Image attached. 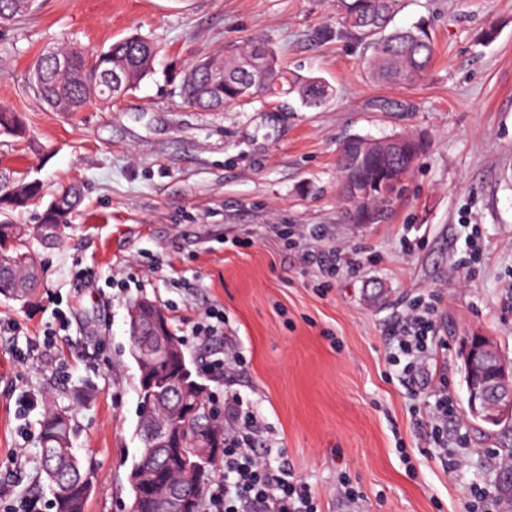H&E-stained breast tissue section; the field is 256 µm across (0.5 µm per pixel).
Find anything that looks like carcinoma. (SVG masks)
<instances>
[{"label":"carcinoma","mask_w":512,"mask_h":512,"mask_svg":"<svg viewBox=\"0 0 512 512\" xmlns=\"http://www.w3.org/2000/svg\"><path fill=\"white\" fill-rule=\"evenodd\" d=\"M34 0H0V23L9 24L33 9ZM336 10L344 30L372 50L369 63L375 81L394 85H413L429 74L434 60V44L426 27L390 28L394 0H336ZM157 55L154 42L133 34L112 43L108 49L90 53L81 47L44 51L38 55L32 70V87L37 98L56 112H79L91 100H112L140 85L151 74ZM67 58L59 67L57 58ZM125 71V84L118 93L108 86L112 69ZM224 72V80L213 73ZM184 99L201 110H216L226 105H245L257 98H279L297 94L305 107H319L330 95V87L318 77L288 75L277 65L272 49L263 41H254L250 51L227 50L224 54L195 63L194 72L182 80ZM0 135L22 137L25 128L19 118L0 107ZM406 152L390 157H365L362 172L370 179L385 168H395L406 175L418 163L424 151L423 142L413 135ZM42 185L37 180L0 172V212L6 214L27 207L41 197ZM80 188L70 185L53 196L37 216L40 227L47 224L65 228L80 203ZM391 193L380 189L355 208L358 223L374 220L376 211L389 202ZM21 228L10 219L0 222V296L22 300L35 288L39 271L29 256L19 250ZM188 375L183 349L140 371V419L160 420L171 428L172 444L156 453L149 450L145 430H139L143 448L132 469L142 473L144 482L152 486L165 481L174 484L195 466L198 448H213L215 453L204 465L198 482L224 457V419L216 410L208 417L191 411L165 416L154 408L150 399L164 386ZM72 418L65 412L50 410L41 422L38 453L41 475L51 491L55 512H85L91 493L88 473L72 448ZM135 512H155L153 494L145 490L133 494Z\"/></svg>","instance_id":"1"}]
</instances>
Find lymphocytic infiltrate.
<instances>
[{
    "instance_id": "1",
    "label": "lymphocytic infiltrate",
    "mask_w": 512,
    "mask_h": 512,
    "mask_svg": "<svg viewBox=\"0 0 512 512\" xmlns=\"http://www.w3.org/2000/svg\"><path fill=\"white\" fill-rule=\"evenodd\" d=\"M436 312V306L425 300L404 311L389 354L402 379H413L434 360ZM263 430L261 420L245 409L239 396H225L224 477L205 492L207 512H318L305 482L294 477L285 463L275 464L257 454L254 442Z\"/></svg>"
}]
</instances>
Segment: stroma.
<instances>
[{
	"mask_svg": "<svg viewBox=\"0 0 512 512\" xmlns=\"http://www.w3.org/2000/svg\"><path fill=\"white\" fill-rule=\"evenodd\" d=\"M393 24L425 26L437 50L425 81L370 77L371 51L345 34L336 0H35L0 26V106L24 139L0 135V169L75 182L83 202L61 239L23 242L41 269L27 301L0 297V474L51 512L37 454L48 410L67 411L90 472L85 512H129L140 455L139 368L129 310L154 301L216 396L240 394L263 420V454L307 482L319 512H466L471 488L512 512V424L468 414L460 348L478 333L512 360V0H397ZM492 40H484L487 29ZM158 41L151 77L129 94L56 112L29 88L44 50H103L130 34ZM263 39L289 73L333 90L317 109L296 96L204 112L185 104L196 60ZM410 133L427 148L401 194L359 224L340 197L336 154L357 135ZM352 251L328 287L306 250ZM435 302L437 372L456 417L448 472L389 363L409 302ZM224 312L243 364L210 371L194 322ZM55 334L45 337L46 327ZM30 405H23V397ZM349 476L361 499L339 493Z\"/></svg>",
	"mask_w": 512,
	"mask_h": 512,
	"instance_id": "1",
	"label": "stroma"
}]
</instances>
